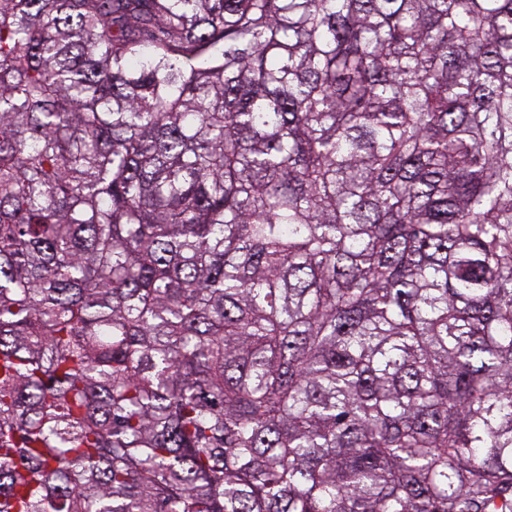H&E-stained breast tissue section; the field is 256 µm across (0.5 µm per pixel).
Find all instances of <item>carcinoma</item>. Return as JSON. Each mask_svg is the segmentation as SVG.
I'll use <instances>...</instances> for the list:
<instances>
[{"label":"carcinoma","mask_w":512,"mask_h":512,"mask_svg":"<svg viewBox=\"0 0 512 512\" xmlns=\"http://www.w3.org/2000/svg\"><path fill=\"white\" fill-rule=\"evenodd\" d=\"M0 512H512V0H0Z\"/></svg>","instance_id":"cac0c4a2"}]
</instances>
